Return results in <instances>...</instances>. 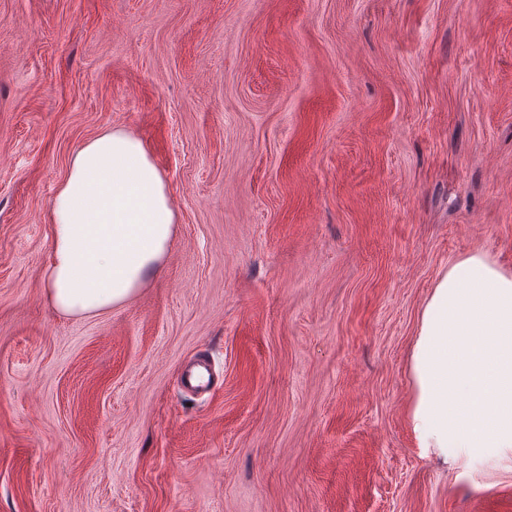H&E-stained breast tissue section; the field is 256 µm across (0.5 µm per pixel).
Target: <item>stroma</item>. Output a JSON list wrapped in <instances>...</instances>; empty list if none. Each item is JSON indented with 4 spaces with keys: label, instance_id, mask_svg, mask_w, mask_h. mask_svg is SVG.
<instances>
[{
    "label": "stroma",
    "instance_id": "stroma-1",
    "mask_svg": "<svg viewBox=\"0 0 512 512\" xmlns=\"http://www.w3.org/2000/svg\"><path fill=\"white\" fill-rule=\"evenodd\" d=\"M114 128L174 235L66 316L52 199ZM473 252L512 270V0H0V512H512V453L444 468L408 419ZM211 363L205 357H199L185 370L179 380L180 387L187 392L204 395L211 391Z\"/></svg>",
    "mask_w": 512,
    "mask_h": 512
}]
</instances>
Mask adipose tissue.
<instances>
[{
    "label": "adipose tissue",
    "mask_w": 512,
    "mask_h": 512,
    "mask_svg": "<svg viewBox=\"0 0 512 512\" xmlns=\"http://www.w3.org/2000/svg\"><path fill=\"white\" fill-rule=\"evenodd\" d=\"M47 296L91 317L133 297L162 260L175 222L144 144L113 129L83 144L57 189ZM408 417L442 461L512 451V271L475 252L449 263L419 314Z\"/></svg>",
    "instance_id": "adipose-tissue-1"
}]
</instances>
